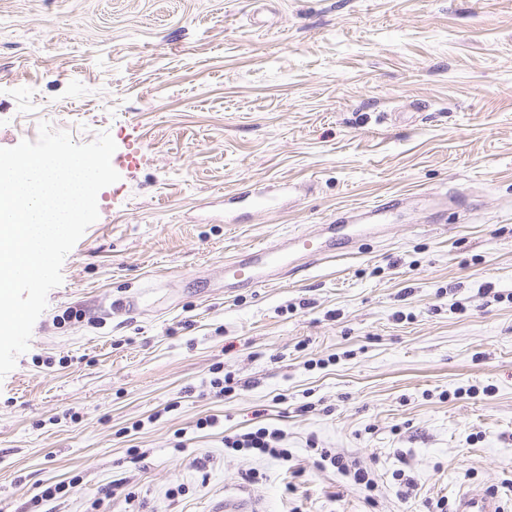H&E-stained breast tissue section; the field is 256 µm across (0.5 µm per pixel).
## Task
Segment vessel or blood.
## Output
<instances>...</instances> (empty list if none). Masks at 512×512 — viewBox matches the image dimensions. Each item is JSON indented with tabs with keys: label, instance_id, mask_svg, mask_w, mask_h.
<instances>
[{
	"label": "vessel or blood",
	"instance_id": "1",
	"mask_svg": "<svg viewBox=\"0 0 512 512\" xmlns=\"http://www.w3.org/2000/svg\"><path fill=\"white\" fill-rule=\"evenodd\" d=\"M398 206L382 202L366 209L370 224H327L316 234L295 233L273 243L250 247L224 266V286L228 289L259 288L301 270L305 264L329 258L352 257L357 245L378 235L381 224ZM456 512H504L496 494L483 488L460 493Z\"/></svg>",
	"mask_w": 512,
	"mask_h": 512
}]
</instances>
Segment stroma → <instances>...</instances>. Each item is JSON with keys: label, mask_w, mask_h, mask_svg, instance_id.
I'll return each instance as SVG.
<instances>
[{"label": "stroma", "mask_w": 512, "mask_h": 512, "mask_svg": "<svg viewBox=\"0 0 512 512\" xmlns=\"http://www.w3.org/2000/svg\"><path fill=\"white\" fill-rule=\"evenodd\" d=\"M43 122L109 133L120 179L0 380V512L512 503V0H0V148ZM395 196L355 258L225 292L244 249ZM256 426L291 459L225 451ZM311 437L375 471L376 505ZM456 512H505L497 494L488 489L470 488L459 495Z\"/></svg>", "instance_id": "stroma-1"}]
</instances>
